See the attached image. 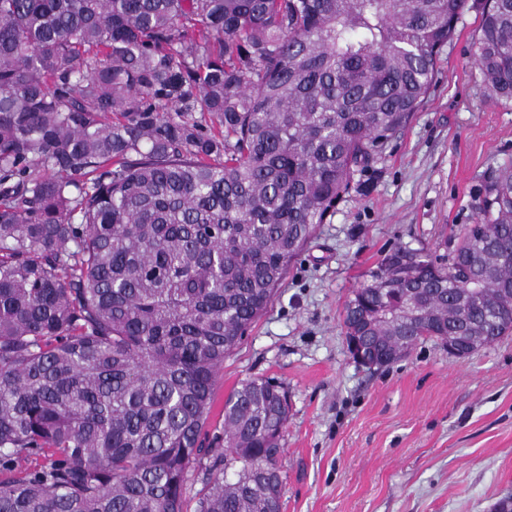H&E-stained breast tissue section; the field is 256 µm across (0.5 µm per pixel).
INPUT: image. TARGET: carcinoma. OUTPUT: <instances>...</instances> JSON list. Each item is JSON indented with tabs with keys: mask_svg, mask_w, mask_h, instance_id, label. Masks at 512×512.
<instances>
[{
	"mask_svg": "<svg viewBox=\"0 0 512 512\" xmlns=\"http://www.w3.org/2000/svg\"><path fill=\"white\" fill-rule=\"evenodd\" d=\"M465 6L0 0V512H183L202 464L195 512H279L288 393L242 382L211 432L218 370ZM475 64L512 101V0H487ZM475 209L448 264L397 248L345 302L377 367L512 332V164Z\"/></svg>",
	"mask_w": 512,
	"mask_h": 512,
	"instance_id": "obj_1",
	"label": "carcinoma"
}]
</instances>
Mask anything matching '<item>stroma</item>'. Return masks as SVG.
Returning <instances> with one entry per match:
<instances>
[{
  "instance_id": "stroma-1",
  "label": "stroma",
  "mask_w": 512,
  "mask_h": 512,
  "mask_svg": "<svg viewBox=\"0 0 512 512\" xmlns=\"http://www.w3.org/2000/svg\"><path fill=\"white\" fill-rule=\"evenodd\" d=\"M485 0H467L435 80L355 176L218 371L212 424L241 382L288 391L281 512H492L512 495V335L468 358L428 340L382 368L355 363L342 311L398 247L447 262L489 172L512 162V103L473 64Z\"/></svg>"
}]
</instances>
